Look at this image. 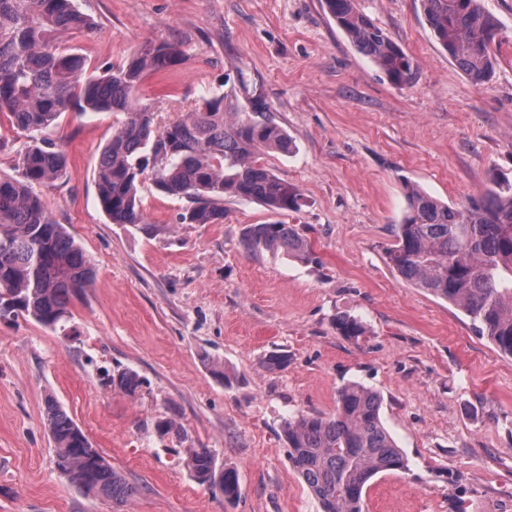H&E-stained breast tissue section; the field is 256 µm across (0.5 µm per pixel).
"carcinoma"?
<instances>
[{
    "label": "carcinoma",
    "mask_w": 512,
    "mask_h": 512,
    "mask_svg": "<svg viewBox=\"0 0 512 512\" xmlns=\"http://www.w3.org/2000/svg\"><path fill=\"white\" fill-rule=\"evenodd\" d=\"M435 41L472 83L494 74L496 17L482 0H421ZM349 42L395 85L409 81L413 61L359 7L358 0H324ZM91 27L75 0H0V127L23 132L31 143L18 152L14 174H0V317L22 314L40 325L65 329L70 304L90 287L95 270L82 248L49 216L41 189L67 174L65 152L41 137L61 116L122 112L125 119L104 146L96 170L99 201L113 224L146 222L139 188L147 179L189 206L178 220L224 223V198L256 202L274 213L301 207L299 190L262 161L264 149L288 153L292 142L269 114L259 86L238 79L231 92L214 93L202 107L160 127L138 92L145 78L179 64L181 46L143 43L122 66L99 74L60 38ZM241 95L250 107L227 121L224 102ZM406 207L387 252L405 282L461 309L475 331L512 356V183L494 180L478 198L456 208L405 182ZM241 244L307 260L310 248L289 224H249ZM340 335L358 337L364 327L336 318ZM380 394L357 382L338 389L330 415L297 414L284 421L288 459L318 500L321 512H363L369 482L403 470L408 460L381 420ZM44 419L60 475L88 497L122 502L137 488L112 468L84 431L48 396ZM188 468L201 484L219 485L224 500L240 493L236 471L216 473L209 448L188 449Z\"/></svg>",
    "instance_id": "carcinoma-1"
}]
</instances>
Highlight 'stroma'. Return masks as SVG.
<instances>
[{
    "label": "stroma",
    "instance_id": "stroma-1",
    "mask_svg": "<svg viewBox=\"0 0 512 512\" xmlns=\"http://www.w3.org/2000/svg\"><path fill=\"white\" fill-rule=\"evenodd\" d=\"M76 2L94 25L66 45L90 69L120 66L148 40L181 45V63L141 88L161 118L224 92L226 80L261 84L294 144L263 161L304 204L279 216L228 197L223 223L181 224L187 200L146 182L145 223H111L95 172L123 115L63 114L48 136L68 156L67 176L43 198L96 279L66 331L0 318V512H321L281 426L331 413L349 382L382 395V420L408 460L372 479L365 512H512V356L386 258L404 180L461 207L493 176L512 179V0H483L499 21L483 85L434 40L420 0H359L413 60L401 86L322 0ZM276 220L311 243L312 260L243 248L246 225ZM340 315L364 334L339 335ZM275 352L286 368L267 367ZM124 372L137 375L134 392L113 385ZM49 395L134 496L87 497L58 474ZM202 447L236 470L234 501L191 476L187 451Z\"/></svg>",
    "mask_w": 512,
    "mask_h": 512
}]
</instances>
